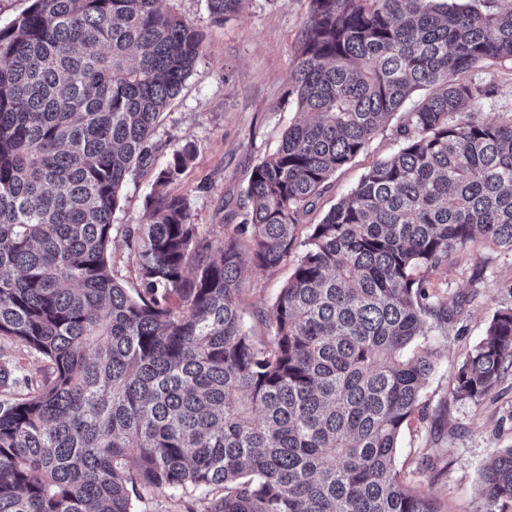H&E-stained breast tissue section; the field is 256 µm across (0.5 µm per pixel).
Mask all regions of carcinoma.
I'll use <instances>...</instances> for the list:
<instances>
[{"label":"carcinoma","instance_id":"1","mask_svg":"<svg viewBox=\"0 0 512 512\" xmlns=\"http://www.w3.org/2000/svg\"><path fill=\"white\" fill-rule=\"evenodd\" d=\"M243 0H208L222 24ZM202 34L160 0H31L0 28V388L8 349L40 363L0 398V512H137L170 489L199 512H440L401 477L454 311L419 269L491 242L512 252V121L469 112L462 78L512 61V0H311L292 75L303 119L251 174L250 212L215 239L164 187L124 238L138 286L113 274L120 192L151 164L160 115ZM405 145L299 241L331 175L416 91ZM304 247L256 339L239 274ZM512 372V308L460 362L479 401ZM481 512L512 505V448L481 473Z\"/></svg>","mask_w":512,"mask_h":512}]
</instances>
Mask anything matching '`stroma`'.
Here are the masks:
<instances>
[{
	"label": "stroma",
	"mask_w": 512,
	"mask_h": 512,
	"mask_svg": "<svg viewBox=\"0 0 512 512\" xmlns=\"http://www.w3.org/2000/svg\"><path fill=\"white\" fill-rule=\"evenodd\" d=\"M160 6L201 31L203 50L160 119L154 168L129 176L113 222L120 227L143 222L157 170L166 167L174 149L188 143L195 157L167 190L186 197L192 223L220 239L249 209L246 189L254 166L276 150L283 132L300 118L291 75L310 0H246L238 14L221 24L212 21L207 0H161ZM471 78L495 87L491 97L475 103L479 118L512 121V62L489 63ZM407 137L405 114L396 112L370 145L331 177L306 224L319 223L373 165L403 147ZM296 263L292 254L269 271L243 268L241 306L257 335L265 330L256 325L254 311L270 310ZM427 277L447 283L449 301H461L462 311L449 325L447 339H426L437 351L436 371L423 389L429 416L404 427L397 464L407 480L439 502L442 512H480L482 467L495 449L512 448V374L477 402L453 400L449 387L493 313L512 307V254L479 243ZM432 448L439 454L428 466L424 458Z\"/></svg>",
	"instance_id": "stroma-1"
}]
</instances>
